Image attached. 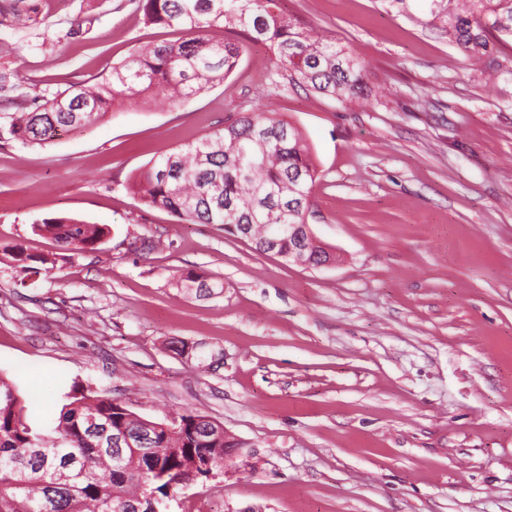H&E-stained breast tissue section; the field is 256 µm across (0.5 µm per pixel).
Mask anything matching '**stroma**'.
I'll return each instance as SVG.
<instances>
[{
    "instance_id": "stroma-1",
    "label": "stroma",
    "mask_w": 512,
    "mask_h": 512,
    "mask_svg": "<svg viewBox=\"0 0 512 512\" xmlns=\"http://www.w3.org/2000/svg\"><path fill=\"white\" fill-rule=\"evenodd\" d=\"M280 7L351 48L372 105L292 86L269 44L217 28L246 50L185 104L126 103L43 146L0 142V375L40 430L76 385L147 418L223 423L237 453L172 512H512V80L485 83L384 0ZM45 12L39 27L0 28V72L20 96L182 37L146 25L134 0ZM255 109L308 143V222L338 263H286L126 190L152 159ZM62 216L111 236L80 253L34 232ZM143 237L156 249H134ZM15 245L48 271L19 279L3 253ZM186 270L223 293L186 292Z\"/></svg>"
}]
</instances>
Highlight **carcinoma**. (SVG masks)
I'll return each instance as SVG.
<instances>
[{
  "instance_id": "1",
  "label": "carcinoma",
  "mask_w": 512,
  "mask_h": 512,
  "mask_svg": "<svg viewBox=\"0 0 512 512\" xmlns=\"http://www.w3.org/2000/svg\"><path fill=\"white\" fill-rule=\"evenodd\" d=\"M44 0H0V27L43 21ZM390 7L448 39L473 65L498 78L512 75V0H387ZM145 23L176 28L185 38L135 46L92 85L74 84L15 112L0 113V141L44 145L59 132L82 129L115 104L147 97L185 102L224 80L244 46L217 41L211 30L241 28L270 44L288 81L342 104L370 102L365 67L349 47L280 12L276 0H137ZM509 50L505 62L497 55ZM317 169L296 126L270 112H237L224 127L159 156L128 190L139 201L187 224H214L244 237L256 251L270 224H305ZM33 230L65 250L88 252L108 240L107 224L70 217L44 219ZM20 272L37 275L49 259L9 250ZM202 297L224 283L189 270L179 276ZM48 433L28 423L17 389L0 377V512H125L124 498L153 496L159 512L176 489L199 480L196 463L224 464V425L206 415L146 421L108 394L68 396ZM145 432V448L112 457V438Z\"/></svg>"
}]
</instances>
